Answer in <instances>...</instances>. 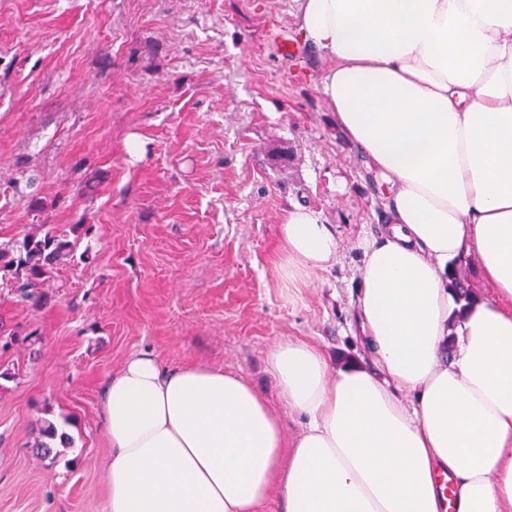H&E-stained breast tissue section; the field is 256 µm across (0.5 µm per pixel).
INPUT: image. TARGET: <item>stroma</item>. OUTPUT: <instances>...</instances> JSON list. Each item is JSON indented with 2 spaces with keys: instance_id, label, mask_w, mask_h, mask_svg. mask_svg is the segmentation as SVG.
I'll use <instances>...</instances> for the list:
<instances>
[{
  "instance_id": "35a3bbf8",
  "label": "stroma",
  "mask_w": 512,
  "mask_h": 512,
  "mask_svg": "<svg viewBox=\"0 0 512 512\" xmlns=\"http://www.w3.org/2000/svg\"><path fill=\"white\" fill-rule=\"evenodd\" d=\"M296 0H0V243L92 226L88 260L34 304L0 284V512H106V380L132 356L230 371L267 395L283 340L375 363L357 319L363 241L386 185L337 129ZM144 147L127 152L130 137ZM296 161L279 173L274 147ZM321 212L338 241L305 287L280 224ZM72 445L37 451L44 421Z\"/></svg>"
}]
</instances>
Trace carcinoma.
Here are the masks:
<instances>
[{
    "mask_svg": "<svg viewBox=\"0 0 512 512\" xmlns=\"http://www.w3.org/2000/svg\"><path fill=\"white\" fill-rule=\"evenodd\" d=\"M89 233L83 224L71 225L68 233L41 224L18 240L0 244V281L15 288L22 299L39 303V287L74 257L81 237ZM451 279L457 300L468 304L477 297L461 269H455Z\"/></svg>",
    "mask_w": 512,
    "mask_h": 512,
    "instance_id": "obj_1",
    "label": "carcinoma"
}]
</instances>
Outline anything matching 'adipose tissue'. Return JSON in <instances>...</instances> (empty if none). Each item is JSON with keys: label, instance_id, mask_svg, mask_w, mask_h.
<instances>
[{"label": "adipose tissue", "instance_id": "ef3b65f1", "mask_svg": "<svg viewBox=\"0 0 512 512\" xmlns=\"http://www.w3.org/2000/svg\"><path fill=\"white\" fill-rule=\"evenodd\" d=\"M296 18L329 62L328 112L389 183L358 299L381 371L282 341L272 401L129 358L105 389L107 512H259L274 494L285 512H512V0H298ZM280 236L289 283L336 257L312 208ZM471 253L492 296L463 309L448 266ZM285 406L308 419L291 440Z\"/></svg>", "mask_w": 512, "mask_h": 512}]
</instances>
